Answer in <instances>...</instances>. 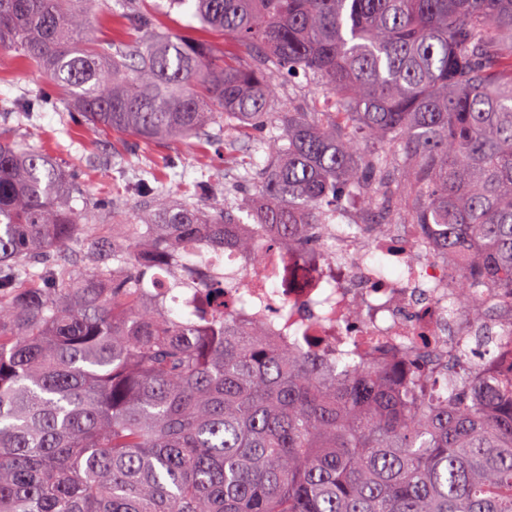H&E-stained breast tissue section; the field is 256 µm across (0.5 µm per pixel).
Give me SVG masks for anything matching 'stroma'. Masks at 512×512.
I'll list each match as a JSON object with an SVG mask.
<instances>
[{"label":"stroma","mask_w":512,"mask_h":512,"mask_svg":"<svg viewBox=\"0 0 512 512\" xmlns=\"http://www.w3.org/2000/svg\"><path fill=\"white\" fill-rule=\"evenodd\" d=\"M145 7L157 17L163 30L223 49L222 37L204 30L189 5L178 7L171 0H146ZM46 85L43 73L23 63L16 51L0 49V105ZM19 133L30 144L48 147L64 168L77 174L81 197L74 205L78 208L99 198L106 187L120 202H127L142 183L171 199L191 202L200 181L218 187L231 184L233 167L249 160L243 146L230 152L223 145L203 139L143 143L118 132L102 133L68 118L60 102L47 106Z\"/></svg>","instance_id":"1"}]
</instances>
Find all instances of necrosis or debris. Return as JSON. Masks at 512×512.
Segmentation results:
<instances>
[{"label": "necrosis or debris", "instance_id": "4bbe7bcc", "mask_svg": "<svg viewBox=\"0 0 512 512\" xmlns=\"http://www.w3.org/2000/svg\"><path fill=\"white\" fill-rule=\"evenodd\" d=\"M342 223L343 233L328 239L327 249L347 256L344 265H329L277 245L268 255L250 259L225 251L224 270L234 276L239 294L248 296L255 284L263 286L261 302L234 306L233 315L242 323L263 318L277 336L306 333L314 347L334 343L339 336H368L370 359L399 366L410 358L423 365L449 359V337L472 333L470 322L452 314L455 275L465 251L437 252L434 234L423 229L417 234L423 257L404 263L400 277H383L380 232L389 230L392 244L403 245L406 225L384 228L356 211ZM356 303L362 306L360 317L337 321V312Z\"/></svg>", "mask_w": 512, "mask_h": 512}]
</instances>
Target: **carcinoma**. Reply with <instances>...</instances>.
I'll use <instances>...</instances> for the list:
<instances>
[{"label": "carcinoma", "instance_id": "1", "mask_svg": "<svg viewBox=\"0 0 512 512\" xmlns=\"http://www.w3.org/2000/svg\"><path fill=\"white\" fill-rule=\"evenodd\" d=\"M235 48L157 29L89 36L96 0H0V49L43 71L72 115L145 142L268 134L219 201L158 194L115 224L70 204L75 179L0 130V512H512V326L450 341L448 375L328 362L224 313V251L273 228L317 253L341 209L464 244L456 313L512 300V0H191ZM320 84L312 112L274 109L272 75ZM41 91L15 105L28 119ZM202 289L209 306L172 315Z\"/></svg>", "mask_w": 512, "mask_h": 512}]
</instances>
